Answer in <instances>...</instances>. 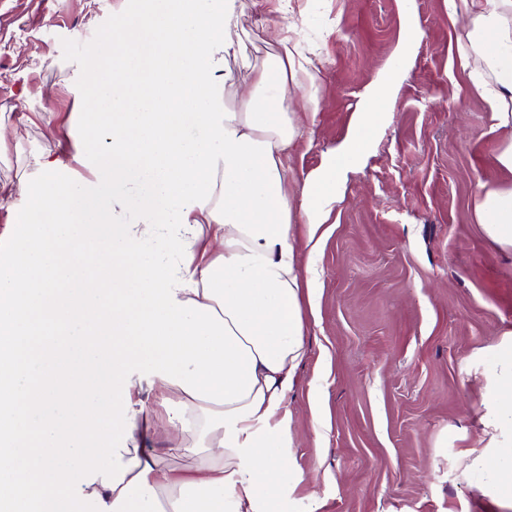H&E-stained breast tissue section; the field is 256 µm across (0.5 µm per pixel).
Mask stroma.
Segmentation results:
<instances>
[{"instance_id": "stroma-1", "label": "stroma", "mask_w": 512, "mask_h": 512, "mask_svg": "<svg viewBox=\"0 0 512 512\" xmlns=\"http://www.w3.org/2000/svg\"><path fill=\"white\" fill-rule=\"evenodd\" d=\"M127 0H0V118L24 122L0 155V182L21 159L69 154L78 123L79 67L62 42L92 40ZM250 65L275 49L288 22L277 0H238ZM317 39L319 109L292 156L296 183L348 135L364 87L396 55L405 13L415 46L381 106L369 152L336 184L319 228L292 226L320 274L308 355L289 396L293 445L272 512H512V488L480 466L505 438L487 427L501 351L512 346V253L473 215L478 181L496 178L497 136L455 54L460 27L448 0H292ZM325 379L318 413L308 393Z\"/></svg>"}]
</instances>
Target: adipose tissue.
Segmentation results:
<instances>
[{
	"label": "adipose tissue",
	"mask_w": 512,
	"mask_h": 512,
	"mask_svg": "<svg viewBox=\"0 0 512 512\" xmlns=\"http://www.w3.org/2000/svg\"><path fill=\"white\" fill-rule=\"evenodd\" d=\"M451 16H465L466 32L456 55L469 83L485 103L492 131L501 138L492 154L498 177L478 182L474 216L486 236L512 250V0H449ZM271 40L279 51L254 69L247 87L228 78L225 89L236 103L227 130L272 145V158L286 203H297L309 230H317L336 199V179L369 147L379 120L377 108L400 78L386 72L368 84L351 130L339 150L327 156L300 191L291 186V151L303 135L304 114L318 111L313 61L300 46L296 24L274 27ZM188 221L198 234H186L193 261L181 271L192 289L178 301L216 309L256 357L257 382L249 398L217 405L192 398L164 379H132L129 415L132 436L123 455L136 459L127 478L145 474L163 512H269L281 493V475L292 444L293 412L288 395L307 355L304 306L313 302L318 275L298 254L283 255L281 245L252 240L233 225L192 208ZM155 392L166 401L164 415L150 414L144 395ZM496 409L488 424L512 428V350L500 360ZM174 455L198 457V465L166 464Z\"/></svg>",
	"instance_id": "obj_1"
}]
</instances>
